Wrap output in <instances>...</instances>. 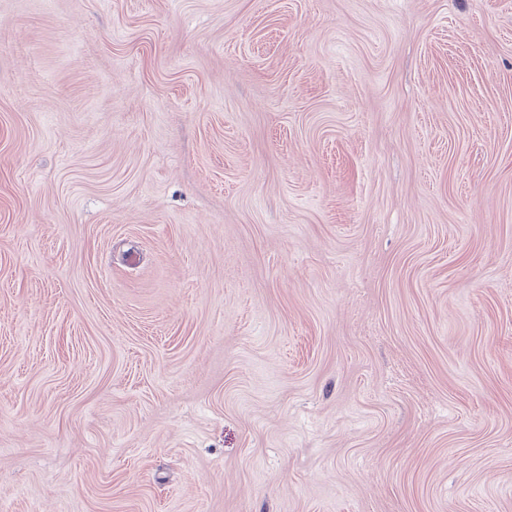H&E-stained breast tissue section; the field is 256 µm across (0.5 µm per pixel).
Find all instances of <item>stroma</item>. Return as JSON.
<instances>
[{
  "mask_svg": "<svg viewBox=\"0 0 512 512\" xmlns=\"http://www.w3.org/2000/svg\"><path fill=\"white\" fill-rule=\"evenodd\" d=\"M0 512H512V0H0Z\"/></svg>",
  "mask_w": 512,
  "mask_h": 512,
  "instance_id": "obj_1",
  "label": "stroma"
}]
</instances>
